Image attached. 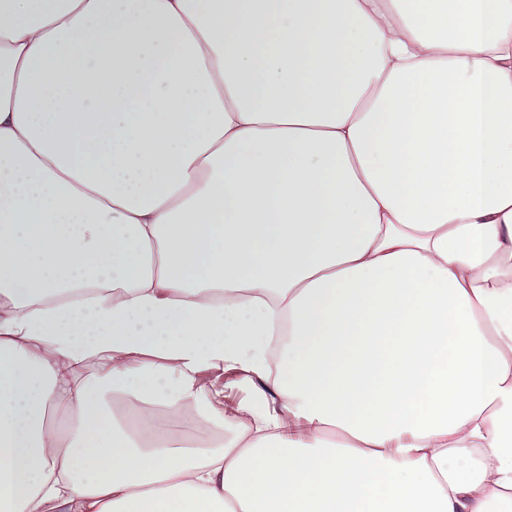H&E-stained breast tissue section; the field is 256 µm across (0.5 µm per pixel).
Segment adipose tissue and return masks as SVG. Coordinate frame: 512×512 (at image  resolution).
Returning <instances> with one entry per match:
<instances>
[{
	"label": "adipose tissue",
	"mask_w": 512,
	"mask_h": 512,
	"mask_svg": "<svg viewBox=\"0 0 512 512\" xmlns=\"http://www.w3.org/2000/svg\"><path fill=\"white\" fill-rule=\"evenodd\" d=\"M0 512H512V0H0Z\"/></svg>",
	"instance_id": "obj_1"
}]
</instances>
